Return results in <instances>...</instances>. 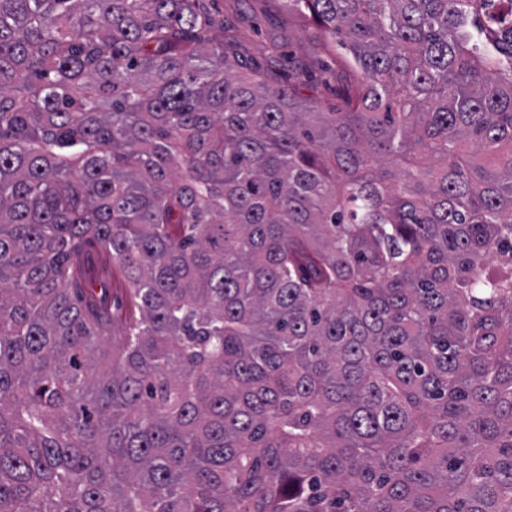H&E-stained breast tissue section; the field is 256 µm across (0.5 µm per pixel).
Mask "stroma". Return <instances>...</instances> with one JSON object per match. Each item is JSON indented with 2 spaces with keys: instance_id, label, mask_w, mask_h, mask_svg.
Here are the masks:
<instances>
[{
  "instance_id": "1",
  "label": "stroma",
  "mask_w": 512,
  "mask_h": 512,
  "mask_svg": "<svg viewBox=\"0 0 512 512\" xmlns=\"http://www.w3.org/2000/svg\"><path fill=\"white\" fill-rule=\"evenodd\" d=\"M225 32L240 44L243 67L287 75L289 66L306 69L301 88L319 111H335L339 96L356 75L335 44L323 47L309 38L307 22L289 11L285 0H219Z\"/></svg>"
}]
</instances>
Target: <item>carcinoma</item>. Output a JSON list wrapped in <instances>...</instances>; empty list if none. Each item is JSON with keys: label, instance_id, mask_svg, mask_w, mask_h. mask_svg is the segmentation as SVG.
<instances>
[{"label": "carcinoma", "instance_id": "carcinoma-1", "mask_svg": "<svg viewBox=\"0 0 512 512\" xmlns=\"http://www.w3.org/2000/svg\"><path fill=\"white\" fill-rule=\"evenodd\" d=\"M287 2L0 0V512H512V0ZM218 1L224 12V36L240 43L244 68L288 76L289 53L294 66L307 69L309 77L301 87L304 97L313 98L320 112H336L343 89L356 79L337 42L327 48L312 42L307 21L288 11L283 0Z\"/></svg>", "mask_w": 512, "mask_h": 512}]
</instances>
